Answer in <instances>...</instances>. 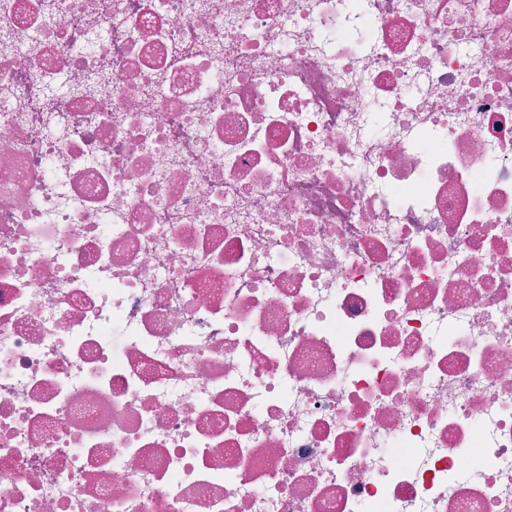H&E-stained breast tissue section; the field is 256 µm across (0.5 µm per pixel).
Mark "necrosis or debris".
<instances>
[{
    "label": "necrosis or debris",
    "instance_id": "1",
    "mask_svg": "<svg viewBox=\"0 0 512 512\" xmlns=\"http://www.w3.org/2000/svg\"><path fill=\"white\" fill-rule=\"evenodd\" d=\"M0 512H512V0H0Z\"/></svg>",
    "mask_w": 512,
    "mask_h": 512
}]
</instances>
